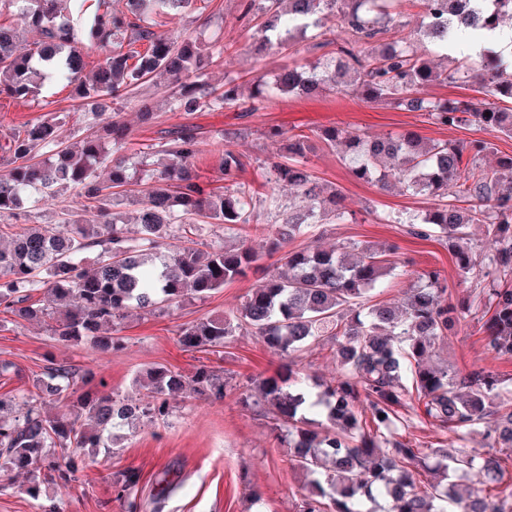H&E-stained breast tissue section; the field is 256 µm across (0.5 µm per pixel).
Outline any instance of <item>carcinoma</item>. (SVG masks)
<instances>
[{"label":"carcinoma","mask_w":512,"mask_h":512,"mask_svg":"<svg viewBox=\"0 0 512 512\" xmlns=\"http://www.w3.org/2000/svg\"><path fill=\"white\" fill-rule=\"evenodd\" d=\"M15 8L19 26L0 23V95L20 102L35 100L47 83L73 87L74 98L92 115L93 131L72 148L56 139V117L28 122L0 146V218H27L26 205L72 191L100 213L98 224H84L68 210L53 224L22 227L11 243L0 246V306L20 318H43L58 340L87 342L108 351L116 344L127 313H152L184 301L206 298L246 276L259 255L246 244L256 203L242 181L249 161L229 148L252 134L248 128L224 132L212 144L221 152L217 186L200 185L191 159L201 152L196 126L185 123L150 145L161 167L141 165L139 235L124 234L114 208L132 185L129 128L107 116L111 105H131L142 123L158 116L139 88L153 82L167 88L171 110L196 112L246 106L257 112L283 94L316 96L326 91H357L362 100L407 112H424L435 125H469L483 132L512 137V65L486 50L505 20L512 21V0H238L241 18H264L258 54L286 52L293 30H316L309 52L315 61L284 68L272 77L247 83L236 77L216 87L203 79L214 59L226 51L221 43L190 35L167 37L155 32L156 18L182 19L197 0H72L73 13L58 15L59 0H0ZM419 9L418 27L388 41L385 35L403 27L398 9ZM336 20L344 32L339 41L325 38V23ZM83 41L109 48L90 77H85ZM36 30L41 39L22 56L14 54L18 27ZM467 33L481 45L478 61L467 56L447 70L431 66L417 50L425 40L448 50V35ZM479 82L480 96L465 100L425 96L431 84ZM265 137L284 145L281 160L266 168L274 211L270 254L305 239L314 224H346L352 216L333 185L320 184L308 167L312 142L337 151L358 180L386 185L398 176L403 190L425 196L432 205L405 215L386 214L387 224H407L421 238L437 233L448 240L459 281L478 275L476 293L490 317L487 345L501 360L512 361V154L498 157L490 169L480 161L489 150L482 138L462 143L425 140L405 131L370 137L339 127L309 136L271 127ZM110 163L108 180L97 169ZM288 185L306 201L302 207L277 202L275 187ZM224 225L233 246L206 239L209 226ZM483 229V258L477 260L470 229ZM96 251L92 264L86 254ZM396 247L354 245L327 251L306 245L282 257L286 275H272L249 291L236 311L185 324L178 337L188 349L222 348L245 330L270 351L289 357L336 339V376L314 394L303 387L301 369L291 361L285 370L259 383V398L273 414L277 438L289 449L294 468L313 476L298 512H365L362 504L385 498L389 512H512L509 460L492 451L512 447V411L501 413L496 401H512L504 387L483 370L448 373L429 358L448 325L464 310L448 297V283L437 269L421 275L403 304L374 300L381 279L396 271L388 256ZM42 292L43 302L30 303ZM93 377L88 370L49 362L32 387L40 400L65 401L69 410L51 416L38 404H18L0 394V473L24 474L25 492L37 500L50 483L76 480L87 448L110 450L113 430L132 419L150 422L168 414V399L224 398V379L202 365L186 377L164 365H153L135 378L146 391L139 405L117 398L106 383L93 393L78 384ZM424 417L463 435L480 433L489 449L461 445L416 448L399 437L410 390ZM323 415L330 429L321 435L308 428L305 413ZM459 470L471 472L486 493L462 494L453 481ZM181 486L164 472L152 494L158 503Z\"/></svg>","instance_id":"cac0c4a2"}]
</instances>
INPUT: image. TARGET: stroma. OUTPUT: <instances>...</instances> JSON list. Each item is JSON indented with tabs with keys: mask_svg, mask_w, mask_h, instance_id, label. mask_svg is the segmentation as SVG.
Masks as SVG:
<instances>
[{
	"mask_svg": "<svg viewBox=\"0 0 512 512\" xmlns=\"http://www.w3.org/2000/svg\"><path fill=\"white\" fill-rule=\"evenodd\" d=\"M175 29L228 45V53L217 58L206 72L207 79L218 86L228 76L247 80L257 74H274L286 66H302L312 59L307 51L308 39L298 33L292 38V48L285 53L263 57L252 54L250 47L259 36L258 23L240 19L237 0H206L204 8L180 22H163L156 27L162 35ZM144 93L159 114L157 123L140 125L131 108L121 113L131 130L130 148L135 152L146 150L157 142L162 131L185 121L182 113L171 110L164 90L148 86ZM39 101L35 108L0 96V144L14 129L39 118L44 111L57 116V139L63 145L79 142L91 132V124L83 112L77 111L69 89L44 86ZM192 121L199 126L204 141L194 165L205 184L215 179L220 161L219 152L211 144L214 135L237 128L251 129V136L235 142L233 148L253 160L242 179L259 201L267 192L261 164L278 160L280 155L279 143L263 134L272 126L308 135L332 126L371 136L413 130L427 139L454 143L478 136L474 127L437 126L425 113L369 104L352 92L315 97L286 94L258 112L238 108L197 112ZM308 165L320 182L336 185L342 191L345 205L353 214L352 222L347 224L316 225L312 242L327 248L353 243L395 246L392 259L400 273L385 279L376 291L378 300H402L409 288L419 285L420 273L429 269L441 271L453 297L468 296L474 289V282L459 283L447 241L418 238L408 234L406 225L386 224L379 219L383 212L424 210L430 205L427 197L410 195L397 186L382 190L356 180L336 152L323 145L310 154ZM272 221V216L260 213L262 229L253 233L248 243L263 258L246 277L205 299L189 298L153 313H132L121 326L115 349L103 352L86 344L66 345L56 340L45 323L19 321L0 312V362L13 365L8 376L0 377V394L19 400L28 396L34 376L49 358L92 371L94 378L87 383V390H97L104 382L115 394L132 401L143 396L135 386V377L155 364L188 374L204 363L223 375L225 382L223 400L176 397L170 399L169 413L163 420H144L136 427L121 429L111 453L87 456L76 482L49 485L41 500H32L25 493L24 476L14 477L11 487L0 491V512H41L42 507L52 504L60 512H125L116 499V484L129 471L139 478L132 495L136 512H154L146 504L148 492L158 474L171 466L180 468L185 485L166 503L163 512H297L305 479L293 469L265 407L244 403L245 397L256 396L259 379L279 372L290 359L274 354L245 332L234 336L217 352L187 350L178 342L183 324L231 312L250 289L283 271L279 256L267 254V229ZM486 319L485 307L467 312L437 345L433 363L452 372L482 369L511 380L512 361L497 359L486 346ZM401 413L407 421L401 430L405 440L424 448H440L452 441L451 432L424 418L417 401H410ZM256 492L262 496L258 507L252 504Z\"/></svg>",
	"mask_w": 512,
	"mask_h": 512,
	"instance_id": "obj_1",
	"label": "stroma"
}]
</instances>
